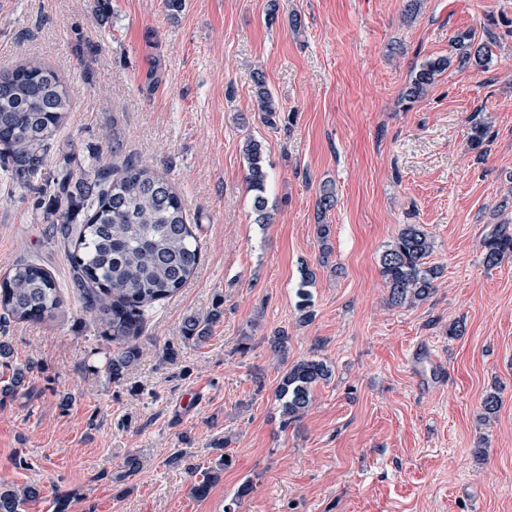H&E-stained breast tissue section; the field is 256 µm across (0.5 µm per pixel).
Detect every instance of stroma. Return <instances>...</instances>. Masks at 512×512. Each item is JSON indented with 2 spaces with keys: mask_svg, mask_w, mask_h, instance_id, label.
Wrapping results in <instances>:
<instances>
[{
  "mask_svg": "<svg viewBox=\"0 0 512 512\" xmlns=\"http://www.w3.org/2000/svg\"><path fill=\"white\" fill-rule=\"evenodd\" d=\"M95 3L0 0V72L52 66L73 102L54 160L112 163L120 136L181 196L200 263L147 315L138 359L113 380L117 346L85 312L64 246L31 197L0 185V276L37 260L63 300L54 318L0 324L12 351L0 487H39L27 512H56L61 496L67 512H512V258L483 262L493 229L512 234V0H420L414 14L408 0H280L271 23L268 0H184L174 15L165 0H110L105 21ZM489 29L488 69L449 68L404 100L454 33ZM152 67L162 81L150 90ZM256 70L276 125L256 115ZM480 120L483 154L467 137ZM250 136L264 148L265 224L245 181ZM326 185L336 202L322 213ZM405 224L430 235L441 275L426 302L396 307L379 260ZM216 306L209 338L186 340L185 318ZM455 323L463 335L449 336ZM277 329L289 361L332 368L286 427ZM177 451L184 462L170 465ZM225 453L231 466L194 497L192 468ZM130 455L143 468L128 477Z\"/></svg>",
  "mask_w": 512,
  "mask_h": 512,
  "instance_id": "obj_1",
  "label": "stroma"
}]
</instances>
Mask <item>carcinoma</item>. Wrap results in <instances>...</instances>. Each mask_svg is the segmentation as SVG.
I'll list each match as a JSON object with an SVG mask.
<instances>
[{
    "mask_svg": "<svg viewBox=\"0 0 512 512\" xmlns=\"http://www.w3.org/2000/svg\"><path fill=\"white\" fill-rule=\"evenodd\" d=\"M491 62L487 43L475 42L474 35L460 32L452 40V53L427 61L415 72L404 97L412 102L434 83L436 76L451 65L486 69ZM258 99V112L268 126L275 125L277 107L267 89L264 73L251 74ZM70 98L66 84L50 67L33 61L22 62L0 75V170L3 183L12 191L34 195L42 203L49 179L65 194L66 207L54 201L42 215L51 238L72 244L67 251L74 283L85 296L86 311L92 314L102 335L121 345V351L107 362L112 379H119L138 358L133 344L145 320V310L182 289L196 272L200 251L193 227L187 222L183 202L164 177L148 166L126 161L116 169L98 165L91 169L70 168V158L55 176L48 172L54 152V137L66 122ZM470 146L482 148L487 128L473 123L468 131ZM244 153L248 160L246 182L254 192L256 223L267 222L264 196L268 173L262 144L249 139ZM484 263L496 266L512 256V235L496 229L484 240ZM432 243L418 224H406L382 253L380 272L396 306L423 303L435 290L440 271L427 258ZM313 273L303 272L298 296L302 319L311 318ZM63 304L56 281L48 270L34 261H20L0 279V309L4 318L19 322L53 318ZM222 311L212 310L204 319L191 315L184 321V338L206 340ZM331 375L330 366L317 359L298 361L281 375L275 398L283 426L299 420L312 403L313 387ZM231 464L227 456L192 486L198 497L208 494L218 472ZM39 490L0 487V512H26Z\"/></svg>",
    "mask_w": 512,
    "mask_h": 512,
    "instance_id": "cac0c4a2",
    "label": "carcinoma"
}]
</instances>
